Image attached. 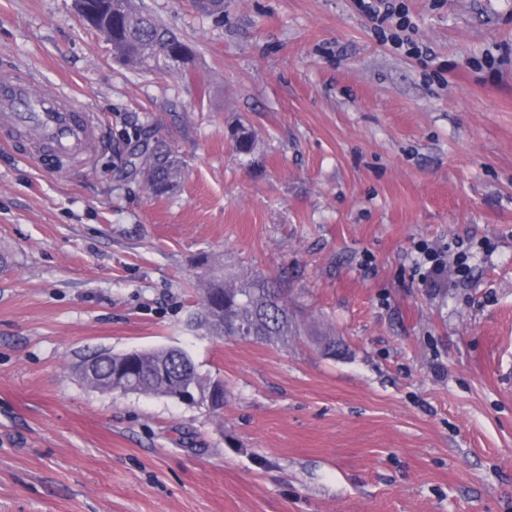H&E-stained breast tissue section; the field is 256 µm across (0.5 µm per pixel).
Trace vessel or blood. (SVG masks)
I'll list each match as a JSON object with an SVG mask.
<instances>
[{
	"instance_id": "1",
	"label": "vessel or blood",
	"mask_w": 512,
	"mask_h": 512,
	"mask_svg": "<svg viewBox=\"0 0 512 512\" xmlns=\"http://www.w3.org/2000/svg\"><path fill=\"white\" fill-rule=\"evenodd\" d=\"M17 129L29 143L24 158L40 169L105 144L99 115L81 100L60 89L38 92L29 73L12 69L0 72V139L11 140Z\"/></svg>"
}]
</instances>
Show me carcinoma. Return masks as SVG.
<instances>
[{
  "label": "carcinoma",
  "instance_id": "obj_1",
  "mask_svg": "<svg viewBox=\"0 0 512 512\" xmlns=\"http://www.w3.org/2000/svg\"><path fill=\"white\" fill-rule=\"evenodd\" d=\"M118 12H112V0H74L76 12L87 8L97 17L94 31L99 33L113 53V58L135 69L160 70L157 59L165 48L192 46L174 29L137 5L136 0H118ZM234 150L251 155L255 135L240 123L230 134ZM132 164L142 166L147 188L154 195L172 192L178 183L181 163L162 144H142ZM281 273L269 276L257 271L241 275H224L218 260L204 263L198 288V308L190 324L216 338L239 337L253 343L288 345V339L300 335L304 324L302 312L288 300L286 282ZM129 353L99 350L95 358L94 377L86 384L102 393L112 386L116 366L128 359ZM138 371L132 380L133 392L173 400L188 390L192 402L201 404L208 398L214 380L203 375L192 355L177 347L138 349L135 353Z\"/></svg>",
  "mask_w": 512,
  "mask_h": 512
}]
</instances>
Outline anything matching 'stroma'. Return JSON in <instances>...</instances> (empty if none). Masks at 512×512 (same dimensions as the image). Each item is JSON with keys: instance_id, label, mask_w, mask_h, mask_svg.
Wrapping results in <instances>:
<instances>
[{"instance_id": "obj_1", "label": "stroma", "mask_w": 512, "mask_h": 512, "mask_svg": "<svg viewBox=\"0 0 512 512\" xmlns=\"http://www.w3.org/2000/svg\"><path fill=\"white\" fill-rule=\"evenodd\" d=\"M402 2L397 45L360 0H142L197 50L146 73L72 0H0V71L107 142L50 170L0 144V512H512V0ZM149 136L183 163L164 196L127 164ZM206 256L287 272L311 335L192 327ZM155 346L220 415L77 374ZM230 140L239 155L247 156L254 153L255 135L248 125L241 122L234 127L230 134ZM129 352L123 353H112L108 350H99L92 354H89L84 358L93 357L95 358V372L94 377L90 380H86L82 375L83 366L81 367L80 375L82 380L91 388L96 389L102 393H106L111 389H113V384L111 382L112 375L116 370V366L125 362L128 359ZM81 359V360H82Z\"/></svg>"}]
</instances>
